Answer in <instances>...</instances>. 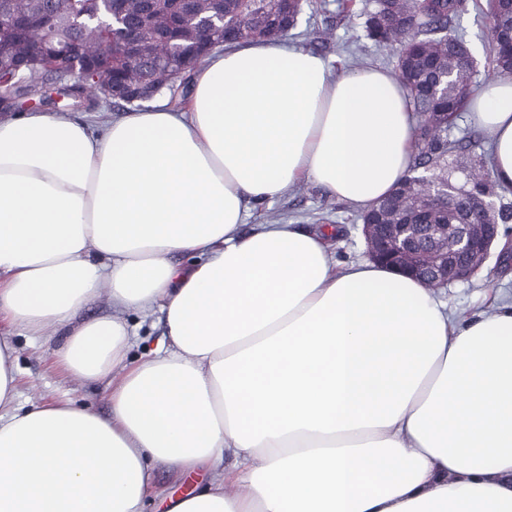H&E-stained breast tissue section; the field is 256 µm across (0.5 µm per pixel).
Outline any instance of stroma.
<instances>
[{
  "label": "stroma",
  "mask_w": 512,
  "mask_h": 512,
  "mask_svg": "<svg viewBox=\"0 0 512 512\" xmlns=\"http://www.w3.org/2000/svg\"><path fill=\"white\" fill-rule=\"evenodd\" d=\"M365 2L356 0L353 13L345 17L341 14L340 0H307L296 31L288 36L289 42H302L304 47L329 59L338 71L361 65L393 69V56L380 52L365 36L362 13ZM327 27L332 28L333 39L316 42L314 31ZM457 31L476 58V83H483L491 75V64L489 21L482 9L470 8L458 22ZM452 134L467 137L472 143L469 151L448 158L445 175L451 184L459 186L465 181V168L487 155L488 145L485 135L473 128L463 116L457 118ZM274 214L284 224L337 232L338 238L333 244L337 263L348 264L366 257L359 210L336 200L313 184L293 187L274 202L255 205L249 222L253 225L266 224ZM484 270L485 277L440 289V296L456 316L468 317L486 310L496 297L512 301V267L501 266L497 255L493 254L486 261ZM0 337L10 341L15 348L21 406L51 401L66 393L78 404L99 414H108L109 391L104 384L75 379L68 381L56 370L52 352L63 343L62 334L30 336L20 330L5 328L0 330ZM155 477L157 495L147 500L145 512H159V499L181 498L198 491L207 481L204 473L179 476L163 465L156 466Z\"/></svg>",
  "instance_id": "stroma-1"
}]
</instances>
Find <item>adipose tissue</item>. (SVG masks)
<instances>
[{"label":"adipose tissue","instance_id":"1","mask_svg":"<svg viewBox=\"0 0 512 512\" xmlns=\"http://www.w3.org/2000/svg\"><path fill=\"white\" fill-rule=\"evenodd\" d=\"M467 119L512 192V79ZM415 125L387 71L266 40L205 57L179 110L0 117V324L65 329L60 372L111 402L20 410L0 342V512H144L158 463L208 476L166 512H512V303L461 318L327 234L241 232L302 182L377 204ZM130 310L165 326L137 362Z\"/></svg>","mask_w":512,"mask_h":512}]
</instances>
